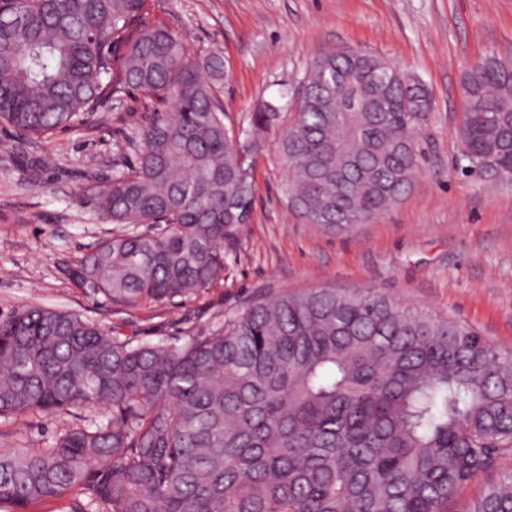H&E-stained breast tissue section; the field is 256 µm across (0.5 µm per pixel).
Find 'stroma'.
<instances>
[{"mask_svg": "<svg viewBox=\"0 0 512 512\" xmlns=\"http://www.w3.org/2000/svg\"><path fill=\"white\" fill-rule=\"evenodd\" d=\"M147 21L177 32L191 56L226 63L219 99L235 124L311 58L336 44L370 50L415 73L431 90L425 160L385 214L347 231L300 220L280 196L279 129L254 158L251 224L224 248V279L189 298L124 307L67 271L122 230L86 200L111 180L126 136L146 110L137 93L103 101L82 126L36 147L26 162L19 134L0 126V318L28 306L77 313L134 342L183 344L210 336L263 295L336 286L372 288L430 311L512 350V185L459 167V83L488 56L512 57V0H148ZM93 410L31 411L0 419V448H45Z\"/></svg>", "mask_w": 512, "mask_h": 512, "instance_id": "obj_1", "label": "stroma"}]
</instances>
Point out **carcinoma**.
I'll use <instances>...</instances> for the list:
<instances>
[{"label":"carcinoma","mask_w":512,"mask_h":512,"mask_svg":"<svg viewBox=\"0 0 512 512\" xmlns=\"http://www.w3.org/2000/svg\"><path fill=\"white\" fill-rule=\"evenodd\" d=\"M367 107L345 111L343 82ZM217 53L146 22V0H0V124L27 144L133 89L152 110L136 161L87 200L125 233L76 271L114 303L170 301L224 279V243L251 222L254 149L280 135L282 195L310 224L388 211L424 160L429 88L371 51L321 50L286 105L233 130ZM459 161L512 170V61L467 68ZM147 230L140 231V226ZM104 407L47 448L0 449V505L74 491L89 512H448L512 453V351L371 289L313 288L251 302L204 339L133 344L45 307L0 319V418ZM466 512H512V472Z\"/></svg>","instance_id":"carcinoma-1"}]
</instances>
